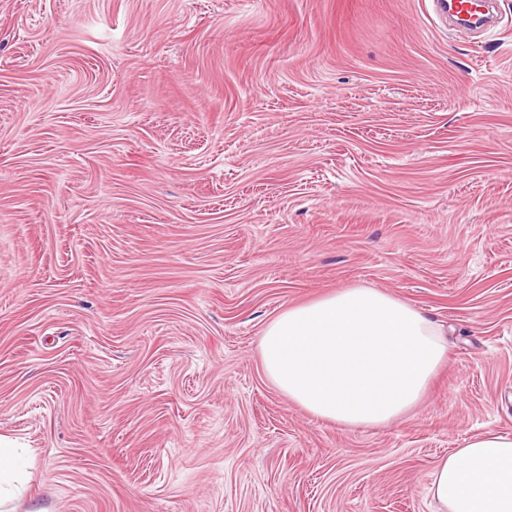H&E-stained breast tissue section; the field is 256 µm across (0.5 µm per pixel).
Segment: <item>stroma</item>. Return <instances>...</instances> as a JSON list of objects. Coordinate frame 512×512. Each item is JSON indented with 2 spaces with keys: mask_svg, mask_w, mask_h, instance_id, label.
<instances>
[{
  "mask_svg": "<svg viewBox=\"0 0 512 512\" xmlns=\"http://www.w3.org/2000/svg\"><path fill=\"white\" fill-rule=\"evenodd\" d=\"M0 0V512H433L512 435V0ZM382 290L447 325L405 419L266 377L288 306ZM438 13L447 18L455 19L459 24L472 29L491 26L495 22L494 2L487 0H435ZM473 15L471 24H464L461 18ZM0 437V503L19 491V475L24 467L18 448Z\"/></svg>",
  "mask_w": 512,
  "mask_h": 512,
  "instance_id": "obj_1",
  "label": "stroma"
}]
</instances>
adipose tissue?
Here are the masks:
<instances>
[{"label":"adipose tissue","instance_id":"adipose-tissue-1","mask_svg":"<svg viewBox=\"0 0 512 512\" xmlns=\"http://www.w3.org/2000/svg\"><path fill=\"white\" fill-rule=\"evenodd\" d=\"M443 325L375 288L293 305L260 341L267 378L315 418L349 428L396 421L423 400L448 354ZM434 512H512V436L487 432L430 475Z\"/></svg>","mask_w":512,"mask_h":512}]
</instances>
